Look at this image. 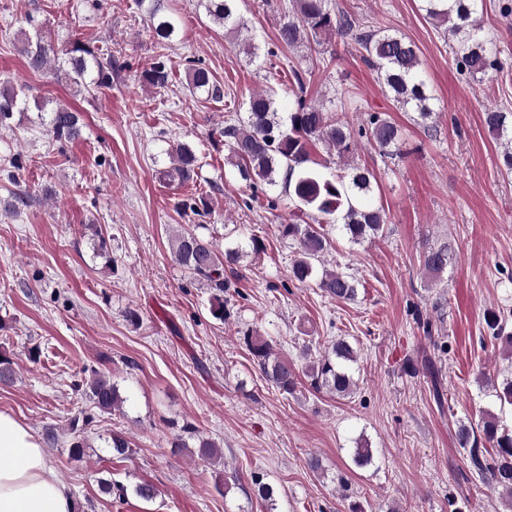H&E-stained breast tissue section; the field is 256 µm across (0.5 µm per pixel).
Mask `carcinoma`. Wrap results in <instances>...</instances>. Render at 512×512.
I'll list each match as a JSON object with an SVG mask.
<instances>
[{
  "label": "carcinoma",
  "mask_w": 512,
  "mask_h": 512,
  "mask_svg": "<svg viewBox=\"0 0 512 512\" xmlns=\"http://www.w3.org/2000/svg\"><path fill=\"white\" fill-rule=\"evenodd\" d=\"M207 14L218 24L231 30L243 29L245 21L237 13V0H200ZM293 9L281 13L278 42L285 48H295L308 41L318 40L333 31L348 36L358 46L364 62L376 73L387 88L396 105L406 111L418 113L426 124L432 119L434 100L426 80L420 72L418 47L406 37L388 30L371 29L350 14L340 10L332 0H292ZM425 16L446 26L453 41L452 51L460 72L475 77L498 69L499 62L492 42L483 35L476 14L483 0H421ZM147 13L153 22L154 34L159 41H169L177 34L175 23L157 15L151 5ZM34 34H24L23 53L33 71H41L54 64L76 85L91 88L112 85V70L118 60L110 47L93 48L80 39L73 40L65 50L55 51L44 35V23L30 15L25 19ZM192 90L214 100L223 97L221 87L214 81L210 70L200 61L190 60L186 67ZM306 72L292 64L288 69V86L292 99L288 110L280 108L277 93L268 90L253 94L246 102V119L224 121L225 145L229 160L237 167L249 189L256 192L283 184L289 200L300 212L314 210L318 216L312 224L287 223L278 225L282 238L296 245V255L289 269L290 280L299 284L313 282L326 296L353 301L357 296L355 280L338 270L318 272L317 263L323 261L330 241L318 228L320 224H336L352 244H360L383 231L385 216L382 210L369 203L376 182L375 174L365 166L348 164L343 171L329 176L308 166L311 149L322 144L335 151L339 159L353 154L358 145L366 142L390 158H400L401 128L385 116L373 112L358 127H352L343 112H326L320 106L307 102L304 96ZM141 78L148 84L165 88L172 81V69L160 59L144 70ZM27 111L26 103L12 85L0 86V127L7 126L17 112ZM484 123L496 138L512 145V112L489 108ZM46 135L55 142L74 140L79 133L77 113L65 107L49 112L45 122ZM171 167L160 171L166 182L186 184L197 177L200 160L195 149L186 142L170 145ZM258 253L263 249L261 240L252 235L218 253L212 242L198 233L182 232L175 240V256L193 278L204 281L213 290L222 293L228 288L224 270L240 263L246 249ZM448 247L441 245L423 255L424 269L438 276L448 266ZM486 326L490 340L498 341L512 350V332L506 330L507 321L500 315H487ZM243 343L258 367L262 378L278 390L291 394L297 387L295 365L278 357L271 345L261 336L246 334ZM358 361L357 351L346 341L337 340L318 354L305 367V376L315 391L326 390L338 397L353 394L355 382L353 365ZM494 387L500 407L512 406V374L502 379L486 378ZM90 399L101 411L115 409L123 403L118 389L96 376L88 380ZM195 439L203 457H216V442L202 436L192 425L186 424L171 442L174 448L188 447L187 439ZM457 440L468 452L472 470L478 479L493 491L507 494L508 509H512V431L503 427L501 418L486 412L479 427L462 423ZM495 452L486 456L487 447ZM353 461L360 467L374 464V455L367 442L359 439L353 448ZM254 493L266 505V512H276L274 488L253 480Z\"/></svg>",
  "instance_id": "carcinoma-1"
}]
</instances>
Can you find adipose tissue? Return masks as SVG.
<instances>
[{"mask_svg":"<svg viewBox=\"0 0 512 512\" xmlns=\"http://www.w3.org/2000/svg\"><path fill=\"white\" fill-rule=\"evenodd\" d=\"M0 512H74L38 437L0 412Z\"/></svg>","mask_w":512,"mask_h":512,"instance_id":"obj_1","label":"adipose tissue"}]
</instances>
